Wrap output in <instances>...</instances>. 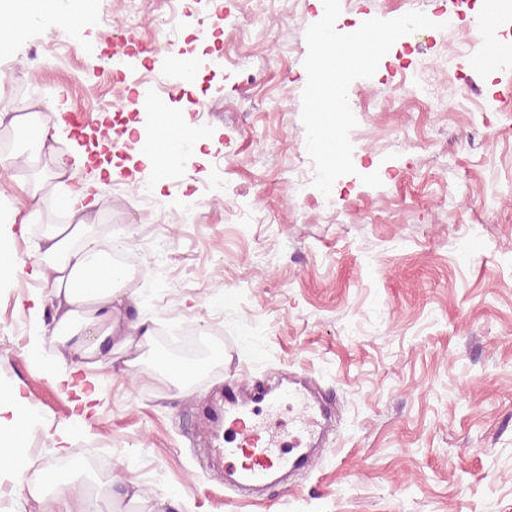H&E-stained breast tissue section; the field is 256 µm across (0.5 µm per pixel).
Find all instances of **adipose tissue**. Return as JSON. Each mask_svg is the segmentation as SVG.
<instances>
[{
	"label": "adipose tissue",
	"instance_id": "1",
	"mask_svg": "<svg viewBox=\"0 0 512 512\" xmlns=\"http://www.w3.org/2000/svg\"><path fill=\"white\" fill-rule=\"evenodd\" d=\"M4 123L19 133L31 128L37 133L36 143L25 159L33 179L27 187L31 209L21 218V225L37 223L48 202L64 214L65 220L46 225L35 244L32 264H25L16 253L0 250V273L24 269L31 278L49 286L48 297H32L30 313L40 318V334L54 351L71 357L66 373L52 377L51 382L61 391L75 392L71 404L74 417L88 413L101 387L92 372L102 367L128 372L147 365L165 375L175 397L190 396L197 373L208 362H223V351H214L209 360L191 365L156 351L152 328L145 321L132 319L121 298L120 291L128 278L126 268L115 263L111 247L100 240L90 222L101 195L98 185L82 175L87 153L56 151L64 125L46 122L40 113L1 112L0 125ZM46 151L53 163L47 177L38 170ZM48 307L53 314L46 321L42 315ZM50 481V475L42 470L18 471L19 490L42 501L43 512H97L93 499L69 487L45 498L43 492Z\"/></svg>",
	"mask_w": 512,
	"mask_h": 512
}]
</instances>
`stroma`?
<instances>
[{"mask_svg":"<svg viewBox=\"0 0 512 512\" xmlns=\"http://www.w3.org/2000/svg\"><path fill=\"white\" fill-rule=\"evenodd\" d=\"M183 33H199L212 55L195 88L176 87V105L200 103V129L214 136L204 161L184 157L158 194L168 224L141 201L147 180L121 169L104 179L97 226L126 224L141 238L171 242L163 280H128L126 303L160 339L179 319L222 332L223 363L210 366L187 398L172 397L151 368L110 378L94 407L73 422L70 396L54 392L31 436L1 442L66 458L106 454L114 486L137 483L138 512H512V58L480 68L491 50L475 40L472 0H342L339 22L363 24L422 13L432 26L408 54L391 48L373 77L351 86L357 126L389 151L354 144L349 196L325 201L315 184L293 193L284 166L307 157L301 119L314 0H185ZM119 0H0V19L46 13L90 19L47 32L29 26L10 56L18 75L0 81V102L29 112L70 98L92 123L110 118L117 94L144 68L164 78L167 54H152L167 0H143L113 83L112 45L96 23ZM225 19H217V11ZM46 40L47 65L29 59ZM436 81L450 107L430 111L402 97L404 69L438 57ZM0 161V246L31 261L40 226L21 233L23 177ZM218 185L219 202L197 223H179L185 194ZM257 203L247 221L225 201ZM47 285L24 273L0 278V390L39 394L49 386V344L33 335L28 307ZM304 372L335 396L336 420L309 468L264 494L245 497L224 479V462L202 449L224 433L208 414L226 382ZM168 505H161V497Z\"/></svg>","mask_w":512,"mask_h":512,"instance_id":"35a3bbf8","label":"stroma"}]
</instances>
